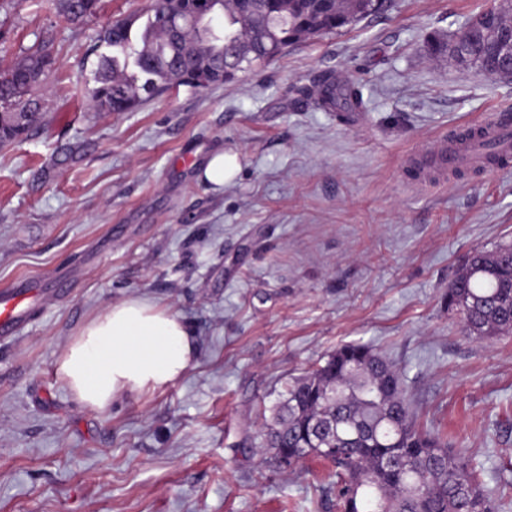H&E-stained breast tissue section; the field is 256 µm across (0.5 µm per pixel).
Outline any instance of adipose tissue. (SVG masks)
<instances>
[{
	"instance_id": "obj_1",
	"label": "adipose tissue",
	"mask_w": 512,
	"mask_h": 512,
	"mask_svg": "<svg viewBox=\"0 0 512 512\" xmlns=\"http://www.w3.org/2000/svg\"><path fill=\"white\" fill-rule=\"evenodd\" d=\"M194 354L193 335L178 313L130 296L86 323L56 373L79 403L103 412L117 398L176 381Z\"/></svg>"
}]
</instances>
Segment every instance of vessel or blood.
Instances as JSON below:
<instances>
[{"label":"vessel or blood","mask_w":512,"mask_h":512,"mask_svg":"<svg viewBox=\"0 0 512 512\" xmlns=\"http://www.w3.org/2000/svg\"><path fill=\"white\" fill-rule=\"evenodd\" d=\"M512 162V123L492 121L480 126L476 134H453L433 144L426 158H415L414 168L424 180L446 175L484 171ZM39 293L38 288L18 286L0 291V338L14 336L20 330L27 307Z\"/></svg>","instance_id":"1"}]
</instances>
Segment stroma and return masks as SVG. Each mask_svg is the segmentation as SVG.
I'll return each instance as SVG.
<instances>
[{
    "instance_id": "35a3bbf8",
    "label": "stroma",
    "mask_w": 512,
    "mask_h": 512,
    "mask_svg": "<svg viewBox=\"0 0 512 512\" xmlns=\"http://www.w3.org/2000/svg\"><path fill=\"white\" fill-rule=\"evenodd\" d=\"M487 0H387L350 29L288 47L230 83L100 112L85 86L100 32L150 0H0V58L51 38L44 117L0 149V289L34 303L0 340V512H336L333 467L282 471L256 452L293 378L349 343L402 373L420 425L512 502V335L465 337L448 285L466 255L512 241V166L429 184L407 169L436 139L512 110V77L429 56ZM323 72L362 87L337 117L295 92ZM237 155L228 183L205 180ZM144 296L178 312L197 354L174 383L107 412L55 373L77 332ZM99 0H60L59 9L63 17L71 23H81L96 10ZM239 169L236 155L217 153L208 161L203 175L207 181L215 185H224Z\"/></svg>"
}]
</instances>
